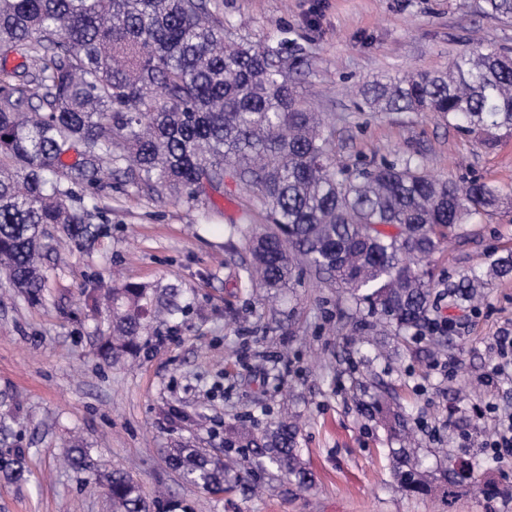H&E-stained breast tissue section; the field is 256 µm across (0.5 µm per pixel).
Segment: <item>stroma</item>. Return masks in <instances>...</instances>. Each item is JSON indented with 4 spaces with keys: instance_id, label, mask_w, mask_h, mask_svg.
<instances>
[{
    "instance_id": "obj_1",
    "label": "stroma",
    "mask_w": 512,
    "mask_h": 512,
    "mask_svg": "<svg viewBox=\"0 0 512 512\" xmlns=\"http://www.w3.org/2000/svg\"><path fill=\"white\" fill-rule=\"evenodd\" d=\"M482 0H217L224 24L255 43L285 38L299 48L296 68L316 111L336 135L343 164L368 167L413 156L434 175L478 177L512 189V137L488 150L436 117L360 109L359 88L384 75L447 68L458 52L483 43L512 49V20L486 16ZM96 201L103 249H60L45 259L42 300L21 296L0 275V397L11 404L12 433L0 454L21 448L31 472L16 484L0 476V512H112L104 474L121 468L138 480L153 512L175 497L186 512H512V457L487 442L498 426L486 403L512 413V376L487 383L499 363L495 337L512 335V277L497 279L467 309L440 301L453 323L451 343L385 336L391 407L404 412L418 456L431 464L433 490L412 496L395 483L389 450L397 441L382 420L362 414L357 380L368 370L347 343L358 317L348 290L305 274L279 292L246 289L249 259L230 252L228 226L244 224L249 194L234 180L198 201L157 197L104 180L96 194L74 190V206ZM512 250V212L476 218L432 262V286ZM178 288L191 304L181 331L152 323L136 357L104 363L107 330L88 295L113 275ZM298 424V454L312 473L299 490L276 471L255 486L211 495L169 468L170 448L227 452L243 467L249 451L225 449L240 424L254 433L282 418ZM83 439L90 469L63 460ZM481 460L489 497L460 487L446 498L434 464L441 451Z\"/></svg>"
}]
</instances>
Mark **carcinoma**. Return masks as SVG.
Wrapping results in <instances>:
<instances>
[{"label": "carcinoma", "instance_id": "cac0c4a2", "mask_svg": "<svg viewBox=\"0 0 512 512\" xmlns=\"http://www.w3.org/2000/svg\"><path fill=\"white\" fill-rule=\"evenodd\" d=\"M215 7L212 0H0V273L35 299L48 287L43 259L54 237L79 247L104 237L92 209L72 206L76 185L94 189L118 172L159 197L196 201L231 177L252 190L268 221L241 239L251 255L242 268L249 287L285 288L296 270L309 268L355 299L357 349L378 344L388 330L448 346L451 326L436 321L424 330L436 308L426 266L452 232L511 209L512 196L484 181L434 177L411 156L338 166L333 131L288 72V41L236 37ZM482 9L512 18V0H483ZM12 56L22 62L8 69ZM360 96L371 112L432 114L493 148L512 134V53L467 50L443 71L376 77ZM509 275L512 252L490 255L448 284V306L477 301L492 280ZM103 300L110 333L99 354L108 363L137 354L157 316L179 327L188 308L176 288L132 281ZM387 398L383 389L362 409L399 433L404 418ZM297 435L280 422L241 439L255 449L253 469L273 465L302 489L312 477L298 458ZM389 453L404 491H431L424 460L405 445ZM68 460L88 468L83 442L71 446ZM168 461L181 480L210 494L230 482L218 454L173 448ZM0 473L27 481L23 449L0 456ZM457 475L456 460L446 458L450 497ZM104 482L114 512H150L130 475L114 470Z\"/></svg>", "mask_w": 512, "mask_h": 512}]
</instances>
